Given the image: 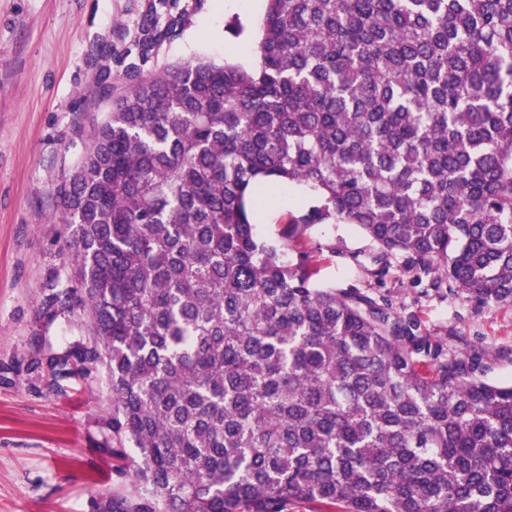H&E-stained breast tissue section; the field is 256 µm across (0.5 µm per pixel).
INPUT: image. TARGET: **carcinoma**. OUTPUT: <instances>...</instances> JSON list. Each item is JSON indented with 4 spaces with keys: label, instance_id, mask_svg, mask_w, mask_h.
I'll list each match as a JSON object with an SVG mask.
<instances>
[{
    "label": "carcinoma",
    "instance_id": "cac0c4a2",
    "mask_svg": "<svg viewBox=\"0 0 512 512\" xmlns=\"http://www.w3.org/2000/svg\"><path fill=\"white\" fill-rule=\"evenodd\" d=\"M178 24L149 12L145 61ZM258 66L132 83L54 188L134 499L102 512H512V385L385 297L313 285L262 180L431 288L512 304V0H267ZM289 189L292 194L298 197L288 193V198H283L277 204H272L268 199L261 208L268 211L264 220H258L257 214H254V222L262 239L283 243L285 241L283 233L286 230V221L290 215H298L302 207V198L309 197L307 192L298 187H288Z\"/></svg>",
    "mask_w": 512,
    "mask_h": 512
}]
</instances>
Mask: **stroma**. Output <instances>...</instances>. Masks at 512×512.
<instances>
[{
  "instance_id": "1",
  "label": "stroma",
  "mask_w": 512,
  "mask_h": 512,
  "mask_svg": "<svg viewBox=\"0 0 512 512\" xmlns=\"http://www.w3.org/2000/svg\"><path fill=\"white\" fill-rule=\"evenodd\" d=\"M149 2L0 0V512H96L107 498L133 494L111 455L120 442L102 426L112 411L105 367L75 366L61 379L44 355L94 344L52 190L131 84L116 59L134 50ZM168 2L160 18L179 24L141 63L139 78L193 59L238 62L235 47L262 26L248 7L225 10V0ZM305 196L267 204L260 237L282 241ZM374 251L352 225L311 224L286 256L292 263L306 256L317 287L386 297L449 352L466 342L483 346L485 379L512 384V305L444 297L400 268L376 280ZM53 280L70 291L55 303Z\"/></svg>"
}]
</instances>
